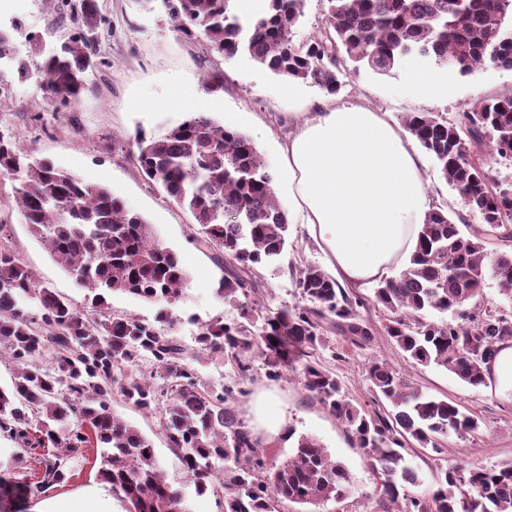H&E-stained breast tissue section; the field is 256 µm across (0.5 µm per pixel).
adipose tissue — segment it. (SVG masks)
<instances>
[{
    "label": "adipose tissue",
    "mask_w": 512,
    "mask_h": 512,
    "mask_svg": "<svg viewBox=\"0 0 512 512\" xmlns=\"http://www.w3.org/2000/svg\"><path fill=\"white\" fill-rule=\"evenodd\" d=\"M295 118L280 147L289 215L306 224L340 279L388 277L414 249L430 210L413 136L384 113L332 97ZM33 512H115L112 489L94 483Z\"/></svg>",
    "instance_id": "1"
}]
</instances>
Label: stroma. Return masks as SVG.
Returning a JSON list of instances; mask_svg holds the SVG:
<instances>
[{
    "label": "stroma",
    "instance_id": "obj_1",
    "mask_svg": "<svg viewBox=\"0 0 512 512\" xmlns=\"http://www.w3.org/2000/svg\"><path fill=\"white\" fill-rule=\"evenodd\" d=\"M98 9L112 22V36L101 47L105 66L93 75L91 91L67 111L36 117L35 100L40 97L36 79L19 81L16 70L0 72V86L11 90L0 106V132L14 134L21 146H34L38 157L54 162L83 179L108 187L127 207L152 225L160 243L178 253L189 273L185 294L175 304V320L165 327L166 336L176 338L193 350L199 323L221 316L237 317L235 306L225 303L219 293L224 275L209 254L190 242L191 214L169 203L164 195L138 172L132 157L137 131L159 138L183 121L185 113L175 98L178 91L191 92L207 101V110L219 124L237 128L250 136L271 164L279 162V145L292 130L289 113L302 111L308 102L321 99L318 87L288 84L287 80L255 63L248 55L226 58L206 55L199 43L183 38L174 30L161 6H147L145 0H95ZM16 15L21 27L13 34L21 59L35 66L39 49H46L66 32L53 24L44 0H7L0 17ZM412 58L404 59L389 75L367 69L350 73L338 95L346 103H362L389 113L401 122L409 112H434L448 120H459L471 103L487 97L512 93V70L484 68L461 77L447 74L454 89L445 100L426 98L406 81L408 71L419 69ZM222 71L224 87L212 92L206 86L213 71ZM425 178L430 207L448 213H465L458 192L444 178L432 158H425ZM10 179L0 177V221L11 227L10 246L36 274L38 280L77 303H84L86 291L59 268L42 241L34 238L11 198ZM327 266L328 260L305 225L291 227V243L277 267L257 273L264 309L274 311L301 303L296 271L304 264ZM319 365L336 376L347 397L365 412L386 414L389 404L372 392L365 377V365L384 359L396 372L412 380L428 394L448 398L481 423L478 434L461 439H443L442 453L412 449L410 460L427 477L455 462H474L494 467L512 461V387L491 380L473 388L448 371L411 364L386 334L357 348L343 337L331 334L325 348L316 352ZM245 392L235 403L240 418L252 429L267 451L282 458L292 451L287 430L316 437L336 460L350 472L353 494L342 503L330 502L319 512H375L369 496L374 487L370 460L351 441L336 418L312 400L302 385L287 378L266 377L262 359H255ZM113 412L135 425L153 443L159 466L168 482L185 488L189 479L179 458L167 448L158 419L142 414L123 402L112 400Z\"/></svg>",
    "mask_w": 512,
    "mask_h": 512
}]
</instances>
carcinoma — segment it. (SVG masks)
<instances>
[{
  "mask_svg": "<svg viewBox=\"0 0 512 512\" xmlns=\"http://www.w3.org/2000/svg\"><path fill=\"white\" fill-rule=\"evenodd\" d=\"M161 2L174 28L206 53L246 54L328 95L351 70L389 75L408 57L460 76L488 66L512 69V0H327L321 24L300 43L292 30L306 0H266L258 17L239 14L234 0ZM55 10L69 20V32L58 49L42 53L38 118L90 91V73L102 64L101 38L112 32L92 0H56ZM403 127L480 228L466 234L464 216L431 210L409 259L374 287L373 302L386 312L385 334L415 364L436 365L477 388L500 345L512 341V310L482 306L489 278L512 302V182H491L483 160L486 145L512 159V95L479 100L458 122L408 113ZM134 144L142 176L193 217L192 243L223 268L220 293L239 310L234 320L200 324L198 353L223 355L240 384L256 356L270 378L298 374L373 461L371 498L381 512H512V461L493 469L452 465L421 492L426 478L404 454L412 441L442 452L441 439L479 432L475 417L424 393L382 359L366 364V379L391 410L371 416L315 361L330 333L361 348L379 334L359 312L364 302L320 266L298 270L306 305L263 315L246 300L257 270L275 264L289 238L277 174L247 135L198 112L160 139L140 131ZM0 176L12 181L16 208L52 260L89 291L77 304L0 246V356L12 364L10 384L0 387V435L17 448L4 474L26 499L67 484L75 463L99 448V475L127 512L188 507L185 493L166 482L151 440L112 412L116 394L138 411L160 412L166 444L193 493L214 494L222 512H277L284 500L319 506L350 497L348 470L315 437L299 435L294 453L281 461L268 455L233 407L234 393L243 390L203 382L183 346L161 331L174 321L171 306L187 273L142 216L110 189L35 158L1 132ZM490 241L504 249L488 255ZM113 293L159 305L154 320L113 313ZM143 361L153 365L148 375L139 369Z\"/></svg>",
  "mask_w": 512,
  "mask_h": 512,
  "instance_id": "obj_1",
  "label": "carcinoma"
}]
</instances>
